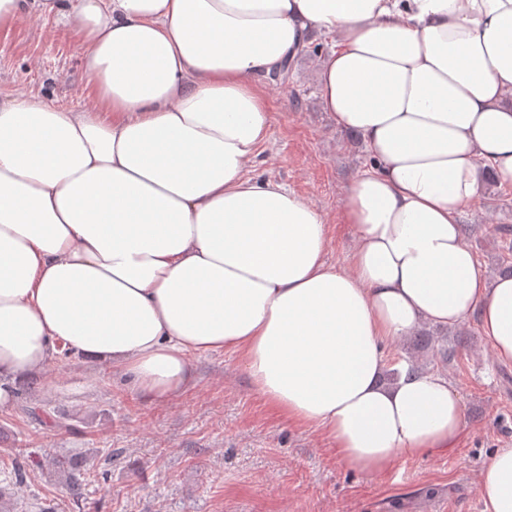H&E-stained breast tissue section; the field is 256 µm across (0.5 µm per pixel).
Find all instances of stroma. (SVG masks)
<instances>
[{"label":"stroma","instance_id":"obj_1","mask_svg":"<svg viewBox=\"0 0 512 512\" xmlns=\"http://www.w3.org/2000/svg\"><path fill=\"white\" fill-rule=\"evenodd\" d=\"M74 0L56 13L31 6L23 23L0 28V99L35 95L48 105L93 107L74 24ZM329 37L313 35L286 79L267 93L273 115L257 174L327 213L324 259L347 267L355 244L339 210L348 186L370 166L361 136L340 128L319 100V65ZM465 241L488 279L512 264V185L484 182L461 217ZM442 336L450 361L422 353L458 391L466 430L447 454L399 461L363 475L346 469L318 431L295 427L253 389L239 354L190 358L191 383L157 400L112 367L77 353L55 352L45 370L18 381L0 407V471L26 463L23 484L0 482L12 512H484L477 482L494 449L512 444V366L499 364L471 318ZM65 415L69 426L43 423ZM86 458L91 474L73 501L52 456Z\"/></svg>","mask_w":512,"mask_h":512}]
</instances>
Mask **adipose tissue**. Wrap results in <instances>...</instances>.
Listing matches in <instances>:
<instances>
[{"label":"adipose tissue","instance_id":"adipose-tissue-1","mask_svg":"<svg viewBox=\"0 0 512 512\" xmlns=\"http://www.w3.org/2000/svg\"><path fill=\"white\" fill-rule=\"evenodd\" d=\"M73 21L93 109L0 100V405L59 341L156 399L227 349L349 470L456 448L446 374L381 377L388 343L472 315L512 365V277L481 275L460 223L481 167L512 184V0H77ZM314 31L321 102L375 162L340 200L343 270L327 214L249 173L261 79ZM478 493L512 512V445Z\"/></svg>","mask_w":512,"mask_h":512}]
</instances>
